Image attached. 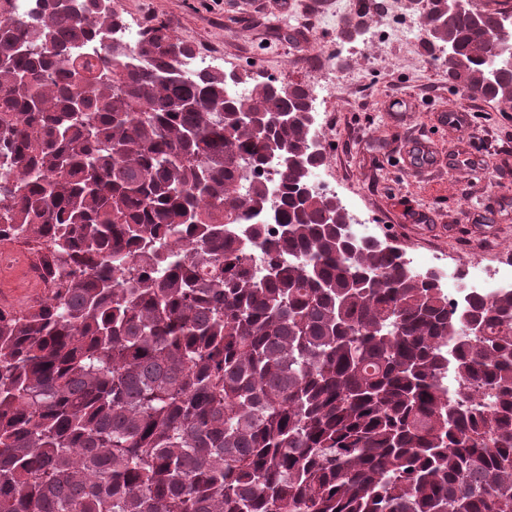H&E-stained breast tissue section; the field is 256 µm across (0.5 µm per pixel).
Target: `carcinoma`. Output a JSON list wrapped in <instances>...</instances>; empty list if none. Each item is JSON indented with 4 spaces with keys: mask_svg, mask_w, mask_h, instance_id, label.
Returning <instances> with one entry per match:
<instances>
[{
    "mask_svg": "<svg viewBox=\"0 0 512 512\" xmlns=\"http://www.w3.org/2000/svg\"><path fill=\"white\" fill-rule=\"evenodd\" d=\"M362 2L340 36L386 8ZM440 2L448 82L512 103V14ZM115 17L43 0L0 29V242L50 291L0 308V512H512V289L451 302L331 223L308 88L187 74L162 23L111 48ZM272 142L303 161L276 197Z\"/></svg>",
    "mask_w": 512,
    "mask_h": 512,
    "instance_id": "carcinoma-1",
    "label": "carcinoma"
}]
</instances>
